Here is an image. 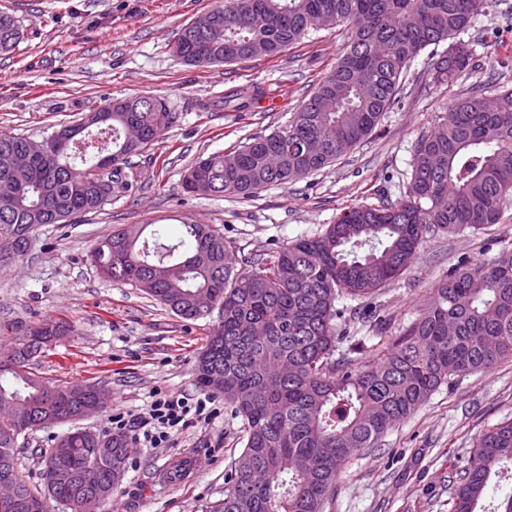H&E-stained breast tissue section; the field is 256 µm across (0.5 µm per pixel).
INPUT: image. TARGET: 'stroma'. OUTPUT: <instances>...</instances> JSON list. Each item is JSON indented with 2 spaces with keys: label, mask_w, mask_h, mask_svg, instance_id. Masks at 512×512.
I'll list each match as a JSON object with an SVG mask.
<instances>
[{
  "label": "stroma",
  "mask_w": 512,
  "mask_h": 512,
  "mask_svg": "<svg viewBox=\"0 0 512 512\" xmlns=\"http://www.w3.org/2000/svg\"><path fill=\"white\" fill-rule=\"evenodd\" d=\"M220 2L0 0V11L22 31L16 50L0 55V132L40 141L106 101L134 95L165 98L178 114L161 141L129 159L127 186L102 211L74 224L43 225L27 255L0 266V325L70 322L69 334L48 345L34 369L57 384L100 387L108 405L81 422L96 432L111 431L115 415H146L158 396H203L195 362L218 320L214 314L182 320L139 289L102 278L85 261L98 241L138 224L160 225L174 239L188 221L221 229L238 258H258L322 232L343 207L398 197L418 136L451 98L476 83L489 97L512 87V0H486L466 34L478 66L452 86L432 84L428 57L420 55L372 133L330 166L251 199L192 196L181 188L185 168L286 125L336 64L347 37L342 25L316 27L275 56L209 68L182 64L172 52L177 31ZM257 84L267 94L253 111H224L225 90L246 95ZM501 239L512 240V208L484 231L427 238L411 266L376 298L388 336L402 334L460 256L490 258ZM215 405L208 421L173 432L166 447L132 443L128 470L98 512H206L222 500L225 475L245 440L241 418L223 400ZM510 420L511 361L440 387L376 447L349 459L325 512H449L474 439ZM187 453L196 459L193 475L164 481Z\"/></svg>",
  "instance_id": "stroma-1"
}]
</instances>
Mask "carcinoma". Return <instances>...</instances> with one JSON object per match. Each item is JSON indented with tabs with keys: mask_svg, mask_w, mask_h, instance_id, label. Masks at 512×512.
Segmentation results:
<instances>
[{
	"mask_svg": "<svg viewBox=\"0 0 512 512\" xmlns=\"http://www.w3.org/2000/svg\"><path fill=\"white\" fill-rule=\"evenodd\" d=\"M222 41L210 52L224 63L272 56L326 17L348 26L336 65L299 105L288 125L229 151L196 161L183 177L195 196H254L316 173L359 144L396 100L410 64L431 49V78L451 85L475 68L473 43L459 35L471 27V0H224L210 10ZM21 38L15 18L0 12V55ZM448 47L438 51L443 43ZM265 94L249 98L224 91V110L248 112ZM112 108L104 126L85 127L86 151L73 145L49 154L22 189L10 160L27 138L0 132V244H13L14 261L27 254L26 237L42 224L73 223L97 213L112 194L103 180L127 184L128 159L153 145L177 122L167 102L153 96ZM117 159L112 174L95 173L98 155ZM512 205V88L487 99L479 87L452 99L448 111L415 142L411 173L399 197L379 205L346 207L323 232L288 241L265 257L237 260L224 233L209 224H182L178 242L141 224L138 235L117 229L86 256L102 276L138 288L183 320L211 314L197 306L206 292L218 324L198 355L197 382L224 396L242 418L245 448L226 475L224 500L210 512H324L348 459L374 447L443 385L512 360V241L496 255L467 257L432 288L416 319L393 341H382L373 361L357 357L363 344L341 345L343 301L371 300L411 265L429 234L464 236L499 223ZM26 330L33 342L0 354V403L15 416L0 417V466L15 488L0 512H26L21 504L49 496L65 512L106 477L96 444L74 427L38 453L40 476L59 448L62 478L26 482L19 474V439L77 421V401L66 386L32 371L46 343L70 325L49 320ZM222 382L212 386L206 374ZM112 454L129 446L120 432L98 433ZM512 463V422L480 435L453 492L452 512H476L491 475Z\"/></svg>",
	"mask_w": 512,
	"mask_h": 512,
	"instance_id": "carcinoma-1",
	"label": "carcinoma"
}]
</instances>
